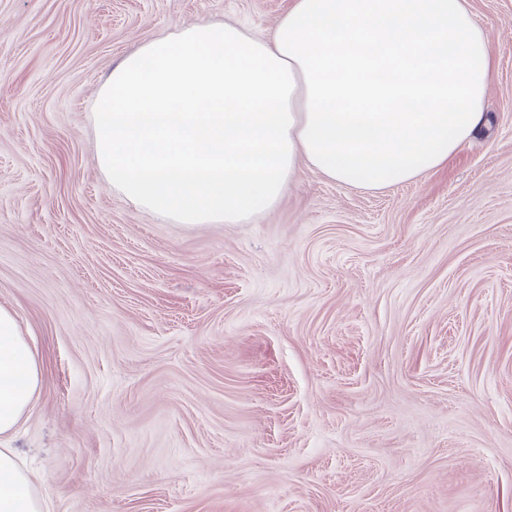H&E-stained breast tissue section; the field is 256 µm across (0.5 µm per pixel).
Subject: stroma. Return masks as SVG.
Masks as SVG:
<instances>
[{
	"label": "stroma",
	"instance_id": "1",
	"mask_svg": "<svg viewBox=\"0 0 512 512\" xmlns=\"http://www.w3.org/2000/svg\"><path fill=\"white\" fill-rule=\"evenodd\" d=\"M487 134L376 190L299 164L244 224L112 188L121 59L291 0H0V305L42 381L0 437L49 512H512V0H468Z\"/></svg>",
	"mask_w": 512,
	"mask_h": 512
}]
</instances>
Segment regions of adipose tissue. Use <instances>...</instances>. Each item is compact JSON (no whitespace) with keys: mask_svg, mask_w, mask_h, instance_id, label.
I'll use <instances>...</instances> for the list:
<instances>
[{"mask_svg":"<svg viewBox=\"0 0 512 512\" xmlns=\"http://www.w3.org/2000/svg\"><path fill=\"white\" fill-rule=\"evenodd\" d=\"M494 64L466 0H294L270 36L192 24L112 70L94 112L113 189L177 224H242L299 163L343 185L409 182L485 124ZM38 361L0 306V436L28 410ZM0 448V512H47Z\"/></svg>","mask_w":512,"mask_h":512,"instance_id":"obj_1","label":"adipose tissue"}]
</instances>
